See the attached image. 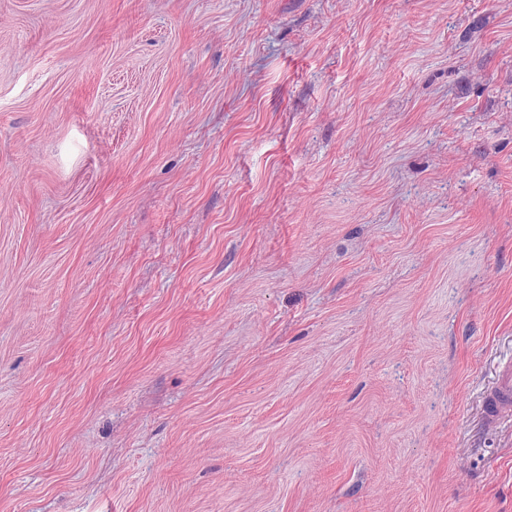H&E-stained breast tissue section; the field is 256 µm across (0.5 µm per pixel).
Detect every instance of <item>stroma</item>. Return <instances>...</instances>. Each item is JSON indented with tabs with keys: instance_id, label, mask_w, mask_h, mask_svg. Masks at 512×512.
<instances>
[{
	"instance_id": "1",
	"label": "stroma",
	"mask_w": 512,
	"mask_h": 512,
	"mask_svg": "<svg viewBox=\"0 0 512 512\" xmlns=\"http://www.w3.org/2000/svg\"><path fill=\"white\" fill-rule=\"evenodd\" d=\"M512 0H0V512H512ZM512 414V366L504 368L490 398L487 423L493 425L500 416Z\"/></svg>"
}]
</instances>
